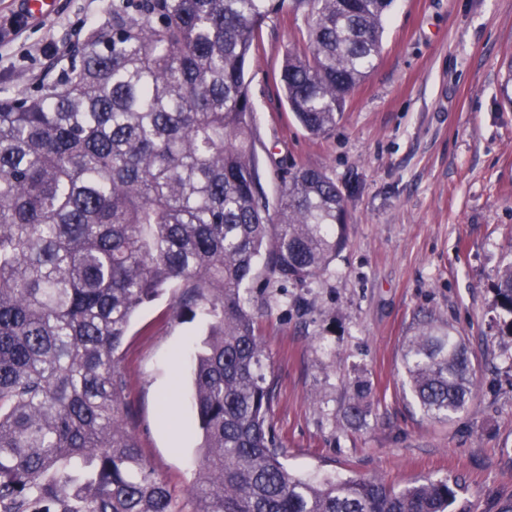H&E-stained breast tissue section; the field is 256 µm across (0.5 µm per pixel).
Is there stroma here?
Here are the masks:
<instances>
[{"label": "stroma", "mask_w": 512, "mask_h": 512, "mask_svg": "<svg viewBox=\"0 0 512 512\" xmlns=\"http://www.w3.org/2000/svg\"><path fill=\"white\" fill-rule=\"evenodd\" d=\"M111 0H55L52 17L0 39V98L67 66L87 19ZM306 32L291 0L269 15L247 63L261 186L277 200L290 173L319 169L347 199L345 242L301 287L257 268L258 316L275 385L269 420L289 468L306 477L459 479L449 512H512V336L491 331L492 285L512 261V105L500 93L512 53V0H395L374 69L335 128L311 136L279 74ZM426 316L452 326L475 372L450 420L426 418L402 350ZM204 316L164 293L131 319L120 368L141 453L183 512L195 504L201 435L190 417L194 344ZM370 414L352 419L355 380Z\"/></svg>", "instance_id": "obj_1"}]
</instances>
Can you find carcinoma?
<instances>
[{
	"label": "carcinoma",
	"mask_w": 512,
	"mask_h": 512,
	"mask_svg": "<svg viewBox=\"0 0 512 512\" xmlns=\"http://www.w3.org/2000/svg\"><path fill=\"white\" fill-rule=\"evenodd\" d=\"M394 0H292L307 23L281 86L313 135L374 68ZM276 0H112L69 70L0 100V512H181L143 459L120 350L133 313L168 290L210 331L190 369L202 433L193 512H448L459 483L401 489L293 474L245 285L306 286L342 247L347 203L324 172L275 205L253 147L245 76ZM512 336V262L493 284ZM402 363L420 410L446 420L472 376L447 323L419 321ZM369 390L356 385L351 415Z\"/></svg>",
	"instance_id": "1"
}]
</instances>
